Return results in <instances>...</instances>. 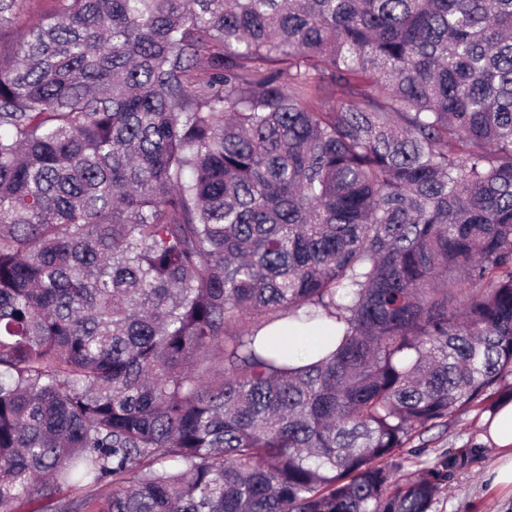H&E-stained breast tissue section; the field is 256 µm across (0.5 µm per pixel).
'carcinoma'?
I'll return each mask as SVG.
<instances>
[{"label": "carcinoma", "mask_w": 512, "mask_h": 512, "mask_svg": "<svg viewBox=\"0 0 512 512\" xmlns=\"http://www.w3.org/2000/svg\"><path fill=\"white\" fill-rule=\"evenodd\" d=\"M52 2L0 59V512H431L479 449L391 459L512 375V0ZM281 324H276L273 328L279 329V336H288V346L291 348L294 352H298L300 354H303V350H305L308 347H311L315 345L319 339L320 336H322V331L317 330L315 332H312L310 334H296L293 333L290 328L288 330L280 328ZM272 328V329H273Z\"/></svg>", "instance_id": "obj_1"}]
</instances>
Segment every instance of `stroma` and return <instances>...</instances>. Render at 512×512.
I'll return each mask as SVG.
<instances>
[{
  "instance_id": "35a3bbf8",
  "label": "stroma",
  "mask_w": 512,
  "mask_h": 512,
  "mask_svg": "<svg viewBox=\"0 0 512 512\" xmlns=\"http://www.w3.org/2000/svg\"><path fill=\"white\" fill-rule=\"evenodd\" d=\"M490 416V411L478 408L457 412L447 425L415 430L406 447L396 452L397 475L408 480L448 452L476 449L473 460L440 485L432 512H512V496L492 490L486 479L497 458L487 438L486 420Z\"/></svg>"
}]
</instances>
